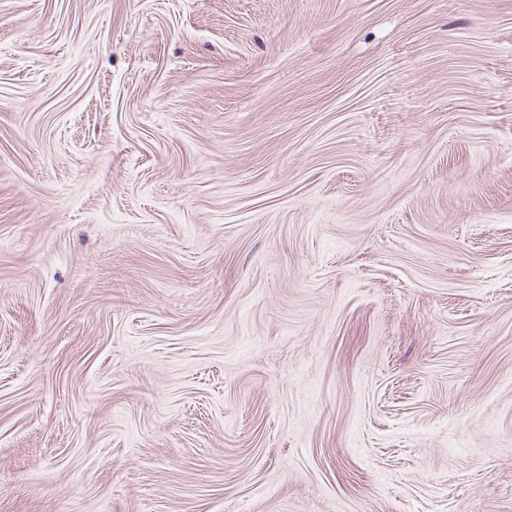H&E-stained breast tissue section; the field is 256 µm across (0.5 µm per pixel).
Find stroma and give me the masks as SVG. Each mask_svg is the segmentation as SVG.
<instances>
[{
	"label": "stroma",
	"instance_id": "obj_1",
	"mask_svg": "<svg viewBox=\"0 0 512 512\" xmlns=\"http://www.w3.org/2000/svg\"><path fill=\"white\" fill-rule=\"evenodd\" d=\"M0 512H512V0H0Z\"/></svg>",
	"mask_w": 512,
	"mask_h": 512
}]
</instances>
